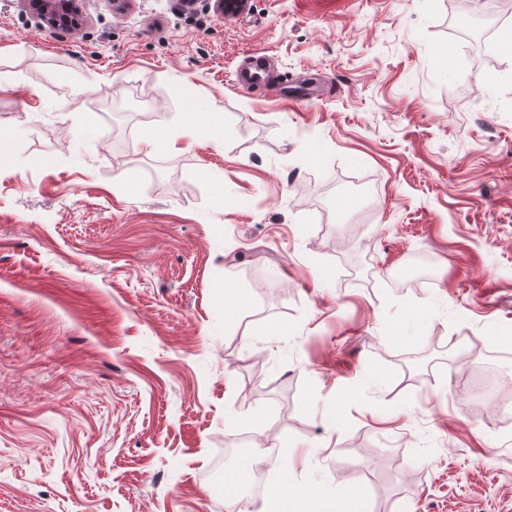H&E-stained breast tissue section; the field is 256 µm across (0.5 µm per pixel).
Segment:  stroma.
I'll return each instance as SVG.
<instances>
[{
    "mask_svg": "<svg viewBox=\"0 0 512 512\" xmlns=\"http://www.w3.org/2000/svg\"><path fill=\"white\" fill-rule=\"evenodd\" d=\"M79 6L0 0V512H512L496 0ZM78 0H27V5L54 29L75 31L82 25ZM501 378V372L496 367L488 380L471 382L469 391L477 399L489 401L495 417H504L509 422L512 415V401L496 397Z\"/></svg>",
    "mask_w": 512,
    "mask_h": 512,
    "instance_id": "1",
    "label": "stroma"
}]
</instances>
